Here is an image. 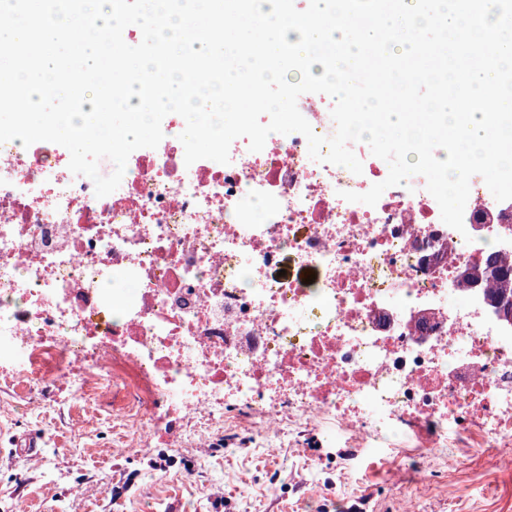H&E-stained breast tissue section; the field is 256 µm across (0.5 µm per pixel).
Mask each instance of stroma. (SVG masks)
<instances>
[{
	"label": "stroma",
	"mask_w": 512,
	"mask_h": 512,
	"mask_svg": "<svg viewBox=\"0 0 512 512\" xmlns=\"http://www.w3.org/2000/svg\"><path fill=\"white\" fill-rule=\"evenodd\" d=\"M107 410L94 399L36 390L9 400L0 392V512H11L19 495L32 512H351L356 503L362 512H396L402 497L415 512H512V471L476 448L402 455L299 419L273 455L239 425L217 431L204 454L163 434L139 456L120 458L108 450L133 427L112 424ZM26 434L38 437L43 466L15 452L13 439ZM398 465L407 478L394 485L388 473Z\"/></svg>",
	"instance_id": "obj_1"
}]
</instances>
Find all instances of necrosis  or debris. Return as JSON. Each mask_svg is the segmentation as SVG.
Segmentation results:
<instances>
[{"label":"necrosis or debris","mask_w":512,"mask_h":512,"mask_svg":"<svg viewBox=\"0 0 512 512\" xmlns=\"http://www.w3.org/2000/svg\"><path fill=\"white\" fill-rule=\"evenodd\" d=\"M161 127L102 198L65 147L0 145V372L15 393L124 391L127 455L160 406L195 448L228 406L267 448L298 418L381 442L398 430L407 448L512 446V323L489 282L465 278L491 255L512 266V200L472 177L458 231L419 175L373 206L343 199L389 173L366 144L351 145L359 175L312 160L299 133L189 165L184 119Z\"/></svg>","instance_id":"1"}]
</instances>
